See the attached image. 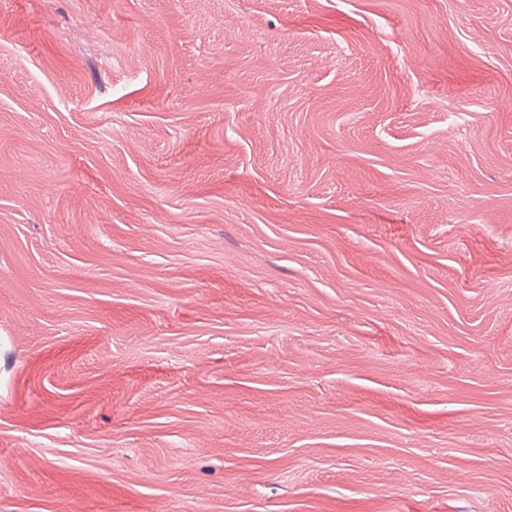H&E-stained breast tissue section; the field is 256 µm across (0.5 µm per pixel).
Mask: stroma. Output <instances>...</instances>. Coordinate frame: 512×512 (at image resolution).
<instances>
[{
	"label": "stroma",
	"instance_id": "35a3bbf8",
	"mask_svg": "<svg viewBox=\"0 0 512 512\" xmlns=\"http://www.w3.org/2000/svg\"><path fill=\"white\" fill-rule=\"evenodd\" d=\"M0 512H512V0H0Z\"/></svg>",
	"mask_w": 512,
	"mask_h": 512
}]
</instances>
